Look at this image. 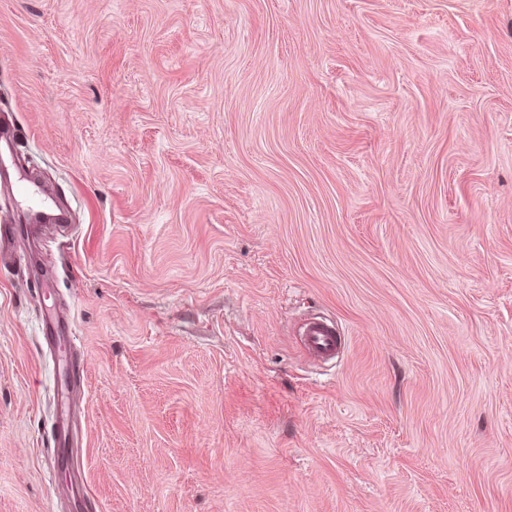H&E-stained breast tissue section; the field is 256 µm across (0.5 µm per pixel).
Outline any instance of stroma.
<instances>
[{"label": "stroma", "instance_id": "obj_1", "mask_svg": "<svg viewBox=\"0 0 512 512\" xmlns=\"http://www.w3.org/2000/svg\"><path fill=\"white\" fill-rule=\"evenodd\" d=\"M3 124L0 512H512V0H0ZM302 341L309 359L326 363L339 357L344 340L331 321L312 318L303 324Z\"/></svg>", "mask_w": 512, "mask_h": 512}]
</instances>
